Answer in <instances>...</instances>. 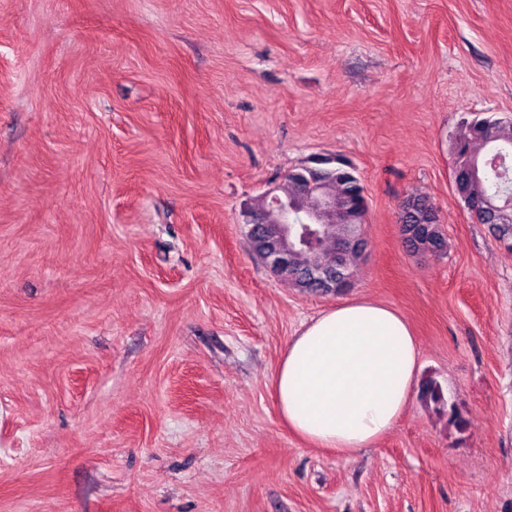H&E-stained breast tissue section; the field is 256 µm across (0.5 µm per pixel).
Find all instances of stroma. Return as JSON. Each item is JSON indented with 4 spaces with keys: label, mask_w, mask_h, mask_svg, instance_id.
<instances>
[{
    "label": "stroma",
    "mask_w": 512,
    "mask_h": 512,
    "mask_svg": "<svg viewBox=\"0 0 512 512\" xmlns=\"http://www.w3.org/2000/svg\"><path fill=\"white\" fill-rule=\"evenodd\" d=\"M477 116L512 123V0H0V512H512V254L453 183ZM326 155L369 211L321 294L239 212ZM357 298L465 429L416 391L355 454L288 431V339ZM402 231L405 236L406 243L413 249L426 253L435 249H443L445 247V239L437 224L435 211L428 206L422 209L416 224H406L400 218ZM422 224H430L429 228H425ZM409 232V236L407 234Z\"/></svg>",
    "instance_id": "35a3bbf8"
}]
</instances>
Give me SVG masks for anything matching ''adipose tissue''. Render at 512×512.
Listing matches in <instances>:
<instances>
[{"label": "adipose tissue", "instance_id": "adipose-tissue-1", "mask_svg": "<svg viewBox=\"0 0 512 512\" xmlns=\"http://www.w3.org/2000/svg\"><path fill=\"white\" fill-rule=\"evenodd\" d=\"M419 351L394 308L354 299L322 311L290 337L273 380L289 431L352 454L389 433L411 398Z\"/></svg>", "mask_w": 512, "mask_h": 512}]
</instances>
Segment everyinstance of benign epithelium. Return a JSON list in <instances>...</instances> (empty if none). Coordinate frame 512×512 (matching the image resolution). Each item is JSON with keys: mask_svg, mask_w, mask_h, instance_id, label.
<instances>
[{"mask_svg": "<svg viewBox=\"0 0 512 512\" xmlns=\"http://www.w3.org/2000/svg\"><path fill=\"white\" fill-rule=\"evenodd\" d=\"M294 178L297 187L294 206H288V200L281 195L280 187L275 186L257 199L245 203L242 209L243 220L249 226V232L260 231L277 242L273 252L262 255L266 266L276 274L287 266L288 254L295 251V243L291 241L292 221L298 214L308 224L351 225L345 245L350 249H363L365 242L361 237L360 227L367 219V199H350L347 195L336 192L330 177L315 182L296 171ZM468 209L480 222L489 213L494 224H512V199L509 197L499 199L494 204L485 200L479 209L474 208L470 202ZM273 213L278 214L274 223L269 220Z\"/></svg>", "mask_w": 512, "mask_h": 512, "instance_id": "7a95c632", "label": "benign epithelium"}]
</instances>
